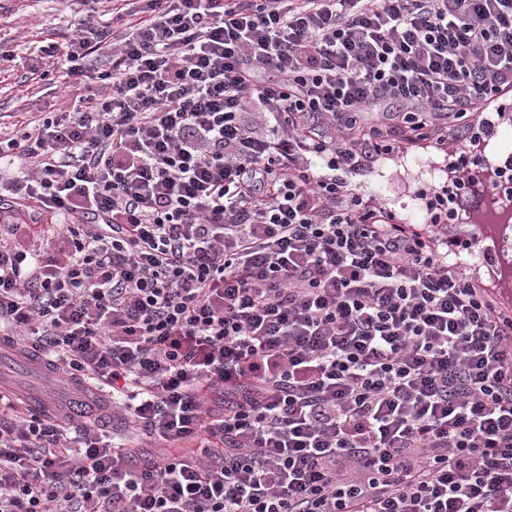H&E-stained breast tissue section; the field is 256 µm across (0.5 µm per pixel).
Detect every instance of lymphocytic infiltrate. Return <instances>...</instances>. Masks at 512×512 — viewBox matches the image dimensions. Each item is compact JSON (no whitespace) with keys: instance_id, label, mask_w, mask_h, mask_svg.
<instances>
[{"instance_id":"obj_1","label":"lymphocytic infiltrate","mask_w":512,"mask_h":512,"mask_svg":"<svg viewBox=\"0 0 512 512\" xmlns=\"http://www.w3.org/2000/svg\"><path fill=\"white\" fill-rule=\"evenodd\" d=\"M60 52L86 95L0 137V344L91 413L0 377V512H512V307L445 250L512 204V0H147ZM406 141L420 224L349 180ZM511 113V121L507 119L504 120L498 128V133L496 137L490 142L487 148V156L490 160L495 161L500 158H505L506 155L504 151L496 152L492 150V148L502 149L512 152V112ZM511 145V150H508L507 147Z\"/></svg>"}]
</instances>
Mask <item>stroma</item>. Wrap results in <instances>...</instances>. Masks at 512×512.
Returning a JSON list of instances; mask_svg holds the SVG:
<instances>
[{
	"mask_svg": "<svg viewBox=\"0 0 512 512\" xmlns=\"http://www.w3.org/2000/svg\"><path fill=\"white\" fill-rule=\"evenodd\" d=\"M81 15L73 0H0V126H12L27 113L61 112L71 97L84 92L74 85L70 98L57 90L66 66L62 55L47 56L42 46H64ZM443 152L412 147L376 162L370 170L352 175L364 193L375 196L402 221L422 223L425 212L420 195L443 179ZM495 254L494 265H484L482 252ZM467 263L500 299L512 306V258L499 254L491 233L476 236Z\"/></svg>",
	"mask_w": 512,
	"mask_h": 512,
	"instance_id": "35a3bbf8",
	"label": "stroma"
}]
</instances>
